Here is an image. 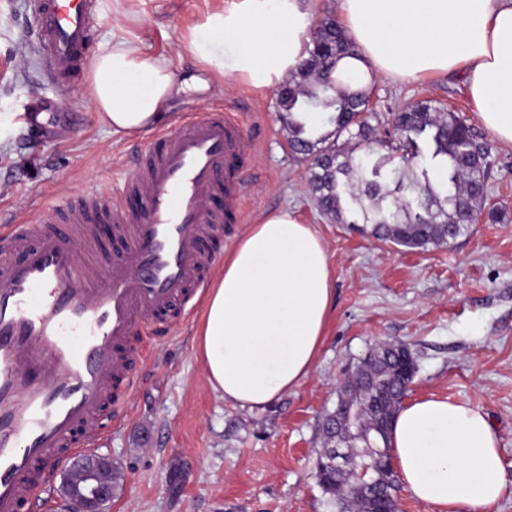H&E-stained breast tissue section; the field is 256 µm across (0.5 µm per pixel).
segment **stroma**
Here are the masks:
<instances>
[{"label":"stroma","mask_w":512,"mask_h":512,"mask_svg":"<svg viewBox=\"0 0 512 512\" xmlns=\"http://www.w3.org/2000/svg\"><path fill=\"white\" fill-rule=\"evenodd\" d=\"M226 0H130L122 23L153 55L200 76L187 38ZM32 0H0V226L26 223L61 193L101 186L121 196L150 134L112 135L90 100L87 73L67 109L79 125L63 137H29L19 111L42 80L27 51ZM383 115L430 97L477 124L459 78H378ZM211 103L231 109L251 137L242 175V223L215 248L231 250L260 213L285 210L314 225L333 272V309L315 368L272 405L249 411L215 392L195 356L201 307L150 347L128 418L100 443L121 477L104 512H334L316 478L322 422L336 406L346 365L377 342L406 345L417 371L409 398L436 394L483 409L499 435L505 491L493 512H512V146L494 142L487 197L497 223L479 222L453 247L403 251L323 216L307 164L288 147L273 89L226 79L176 99L171 116Z\"/></svg>","instance_id":"stroma-1"}]
</instances>
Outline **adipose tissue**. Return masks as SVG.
Returning <instances> with one entry per match:
<instances>
[{
    "label": "adipose tissue",
    "instance_id": "1",
    "mask_svg": "<svg viewBox=\"0 0 512 512\" xmlns=\"http://www.w3.org/2000/svg\"><path fill=\"white\" fill-rule=\"evenodd\" d=\"M359 56L339 74L415 80L462 73L480 122L512 143V0H336ZM316 0H228L189 50L210 75L275 86L305 58ZM229 45L232 57L215 43ZM166 57L149 54L120 24L96 54L90 95L98 122L133 136L159 124L188 88ZM324 240L286 211L240 234L203 296L195 332L210 386L225 401L261 409L313 371L332 308ZM400 481L436 512H489L505 483L498 434L480 408L426 396L406 403L389 435Z\"/></svg>",
    "mask_w": 512,
    "mask_h": 512
}]
</instances>
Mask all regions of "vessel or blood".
I'll use <instances>...</instances> for the list:
<instances>
[{"label":"vessel or blood","instance_id":"b4317fda","mask_svg":"<svg viewBox=\"0 0 512 512\" xmlns=\"http://www.w3.org/2000/svg\"><path fill=\"white\" fill-rule=\"evenodd\" d=\"M96 8L37 0L40 71L54 94L21 112L40 135L70 127L58 104L88 65ZM247 141L230 111L194 110L153 135L123 198L63 197L34 223L0 231V512H39L58 473L127 414L140 341L183 320L218 258L211 238L242 220ZM101 224L114 238L106 267Z\"/></svg>","mask_w":512,"mask_h":512}]
</instances>
